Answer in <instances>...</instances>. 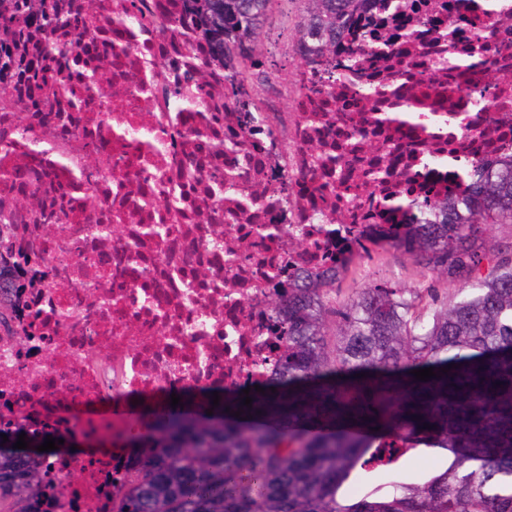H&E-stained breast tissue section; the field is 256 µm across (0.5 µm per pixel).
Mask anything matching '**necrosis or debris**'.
Masks as SVG:
<instances>
[{
    "mask_svg": "<svg viewBox=\"0 0 512 512\" xmlns=\"http://www.w3.org/2000/svg\"><path fill=\"white\" fill-rule=\"evenodd\" d=\"M80 56L41 54L55 34L20 16L34 83L0 95V225L24 253L11 343L0 341V427L106 430L134 397L165 407L193 387L256 384L280 342L262 311L297 267L349 262L356 231L405 223L385 196L456 192L457 168L512 152V0H405L350 22L389 58L306 60L291 113L230 112L183 0H53ZM112 66L109 83L91 71ZM64 82L66 95L38 93ZM391 81L399 94L369 97ZM423 108L402 124L394 108ZM383 184L368 182L375 169ZM37 194L30 208L19 201ZM127 449L44 460L49 512H111Z\"/></svg>",
    "mask_w": 512,
    "mask_h": 512,
    "instance_id": "4bbe7bcc",
    "label": "necrosis or debris"
}]
</instances>
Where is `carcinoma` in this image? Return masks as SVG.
<instances>
[{
    "mask_svg": "<svg viewBox=\"0 0 512 512\" xmlns=\"http://www.w3.org/2000/svg\"><path fill=\"white\" fill-rule=\"evenodd\" d=\"M44 2L0 0V36L23 41L12 26L23 14L69 29V16ZM273 2L185 0L192 36L210 51L199 74L218 65L231 88L253 86L258 112L269 71L254 43ZM305 2L294 50L323 55L374 0ZM82 38L44 51L78 55ZM13 66L29 80L24 57L15 64L4 52L0 76ZM492 224L512 226V153L472 160L458 192L416 197L406 223L356 237V257L399 250L428 287L368 280L345 293L351 266L297 268L267 302L282 348L264 391L221 389L216 406L213 391H190L179 408L141 414L152 428L145 437L126 435L123 421L109 427L131 463L112 512H512V242L490 239ZM18 268L0 236V330L9 336L25 288ZM429 367L427 381L411 374ZM18 436L0 437V512H42L44 454L13 448ZM420 445L447 451V467L406 472L402 459Z\"/></svg>",
    "mask_w": 512,
    "mask_h": 512,
    "instance_id": "1",
    "label": "carcinoma"
}]
</instances>
